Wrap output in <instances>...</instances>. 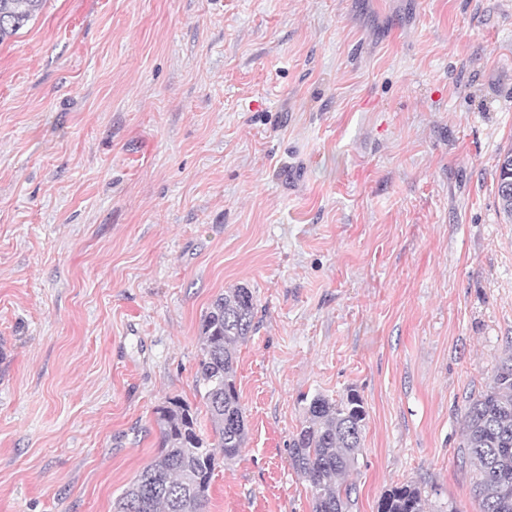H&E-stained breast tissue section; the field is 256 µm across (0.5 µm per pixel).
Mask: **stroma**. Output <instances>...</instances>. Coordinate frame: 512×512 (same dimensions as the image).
<instances>
[{"instance_id": "obj_1", "label": "stroma", "mask_w": 512, "mask_h": 512, "mask_svg": "<svg viewBox=\"0 0 512 512\" xmlns=\"http://www.w3.org/2000/svg\"><path fill=\"white\" fill-rule=\"evenodd\" d=\"M512 0H45L0 43V512H114L251 289L245 447L207 512H312L308 397L367 410L350 512L459 450L512 353Z\"/></svg>"}]
</instances>
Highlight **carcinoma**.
Returning a JSON list of instances; mask_svg holds the SVG:
<instances>
[{
  "label": "carcinoma",
  "instance_id": "1",
  "mask_svg": "<svg viewBox=\"0 0 512 512\" xmlns=\"http://www.w3.org/2000/svg\"><path fill=\"white\" fill-rule=\"evenodd\" d=\"M43 0H0V42L36 18ZM255 304L244 286L219 295L200 334L196 386L210 415L213 441L197 433L191 406L179 399L159 408L162 448L122 492L116 512H206L216 453L232 461L247 431L236 382V350L253 330ZM367 411L355 391L339 401L313 397L290 442L293 468L308 482L313 512H348L347 478L362 448ZM462 458L477 466L481 512H512V355L496 366L487 389L469 401L462 424ZM378 512H425L420 490L388 489Z\"/></svg>",
  "mask_w": 512,
  "mask_h": 512
}]
</instances>
